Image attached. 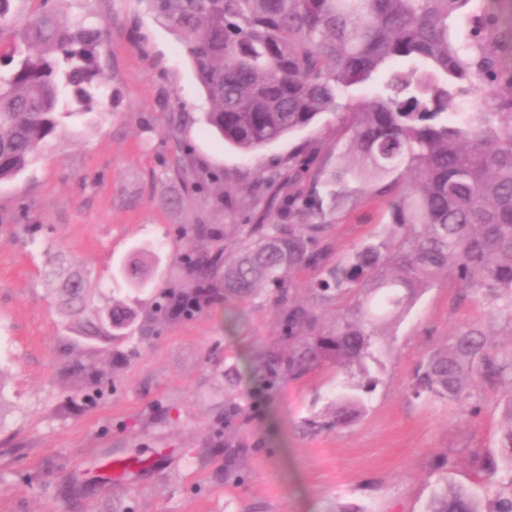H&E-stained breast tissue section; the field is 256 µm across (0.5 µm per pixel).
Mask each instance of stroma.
<instances>
[{"label":"stroma","mask_w":512,"mask_h":512,"mask_svg":"<svg viewBox=\"0 0 512 512\" xmlns=\"http://www.w3.org/2000/svg\"><path fill=\"white\" fill-rule=\"evenodd\" d=\"M49 4L71 15L91 6L105 24L112 98L0 182V392L12 406L0 430V512H426L440 470L471 485L474 458L500 444L505 385L432 400L413 395V372L461 326H481L501 350L512 329L446 280L383 326L367 411L345 428L332 423L347 381L335 366L272 389L245 369L282 343L275 288L158 317L144 339L78 338L57 304L71 275L86 281L88 312L121 299L143 320L161 291L186 287V255L242 245L262 173L301 145L314 166L333 168L345 124L326 114L246 157L205 124L185 51L144 0ZM173 112L190 113L182 141L199 167L223 173V187L201 191L173 172L174 145L160 134ZM387 220L385 200L359 197L316 243L342 262ZM189 224L209 232L184 234ZM135 255L152 276L142 291L117 275ZM322 277L303 269L293 280L324 331L340 302L313 296Z\"/></svg>","instance_id":"35a3bbf8"}]
</instances>
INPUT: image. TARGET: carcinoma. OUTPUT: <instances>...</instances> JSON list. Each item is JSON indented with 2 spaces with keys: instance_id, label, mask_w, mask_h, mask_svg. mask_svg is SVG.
<instances>
[{
  "instance_id": "carcinoma-1",
  "label": "carcinoma",
  "mask_w": 512,
  "mask_h": 512,
  "mask_svg": "<svg viewBox=\"0 0 512 512\" xmlns=\"http://www.w3.org/2000/svg\"><path fill=\"white\" fill-rule=\"evenodd\" d=\"M185 47L207 103L206 124L247 154L348 109L346 153L332 171L288 158L278 191L306 175L312 193L286 195L295 223L275 221L277 197H253L248 244L191 255L190 287L156 301L157 313L188 315L224 293L250 297L279 288L288 357L269 352L255 370L269 381L300 377L327 363L368 374L380 325L439 276L460 297L497 312L512 328V0H146ZM105 26L90 14L42 8L9 43L0 40V182L24 173L63 120L103 108L109 94L100 54ZM474 91L475 97L464 100ZM181 178H203L185 153ZM389 198V222L331 270L334 329L317 335L315 315L297 303L284 276L328 262L312 231L358 195ZM84 280L61 289V307L81 314ZM120 301L82 321L86 337L126 334ZM512 377V351L475 325L420 360L416 396L459 402L472 389ZM336 406V427L366 409L357 386ZM501 447L478 457L473 485L442 473L427 512H512V391Z\"/></svg>"
}]
</instances>
